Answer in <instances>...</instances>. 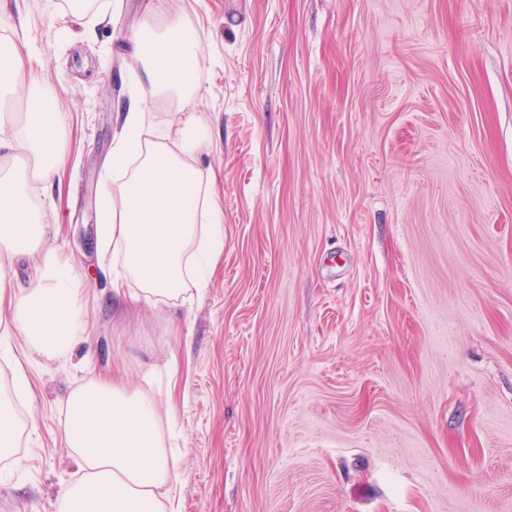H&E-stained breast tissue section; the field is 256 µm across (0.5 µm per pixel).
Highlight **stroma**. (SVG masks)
Here are the masks:
<instances>
[{"label":"stroma","instance_id":"obj_1","mask_svg":"<svg viewBox=\"0 0 512 512\" xmlns=\"http://www.w3.org/2000/svg\"><path fill=\"white\" fill-rule=\"evenodd\" d=\"M189 89L143 76L161 0H0L26 60L1 113L64 114L42 244L86 283L91 336L0 387L36 432L0 512H57L81 471L70 393L115 365L174 410L175 512H512V0H183ZM210 117L224 251L187 304L112 306L99 188L120 112Z\"/></svg>","mask_w":512,"mask_h":512}]
</instances>
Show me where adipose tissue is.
<instances>
[{
  "label": "adipose tissue",
  "mask_w": 512,
  "mask_h": 512,
  "mask_svg": "<svg viewBox=\"0 0 512 512\" xmlns=\"http://www.w3.org/2000/svg\"><path fill=\"white\" fill-rule=\"evenodd\" d=\"M199 45L181 14L156 31L136 35L133 54L149 82L182 90ZM24 117L0 127V247L9 258L37 256L26 287L0 276V305L34 356L59 357L89 334L84 283L62 251L40 253L46 233L31 186L51 181L65 151L61 117H49L32 97ZM112 141V171L101 185L105 223L100 254L112 257L117 311L156 307L188 290L203 293L224 249L221 211L212 186L201 185L194 157L209 148L208 118H177L176 146L144 138L145 115L131 101ZM62 426L82 479L61 495L58 512H168L164 489L177 477L166 448L158 403L120 376L99 377L70 394Z\"/></svg>",
  "instance_id": "1"
}]
</instances>
